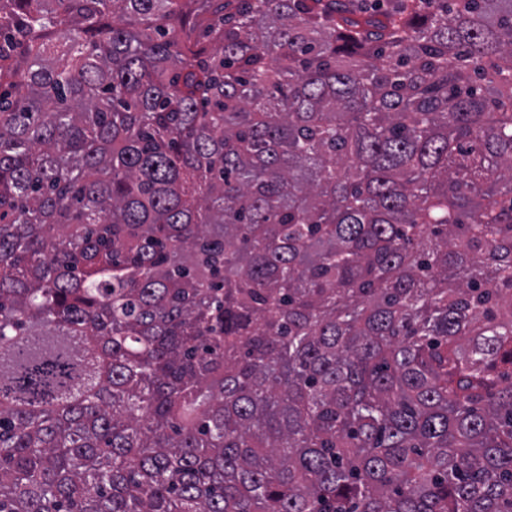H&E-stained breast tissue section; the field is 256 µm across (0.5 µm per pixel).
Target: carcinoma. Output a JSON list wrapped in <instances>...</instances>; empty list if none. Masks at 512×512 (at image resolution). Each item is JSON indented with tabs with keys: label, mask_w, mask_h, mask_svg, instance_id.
I'll use <instances>...</instances> for the list:
<instances>
[{
	"label": "carcinoma",
	"mask_w": 512,
	"mask_h": 512,
	"mask_svg": "<svg viewBox=\"0 0 512 512\" xmlns=\"http://www.w3.org/2000/svg\"><path fill=\"white\" fill-rule=\"evenodd\" d=\"M0 0V512H512V0Z\"/></svg>",
	"instance_id": "carcinoma-1"
}]
</instances>
